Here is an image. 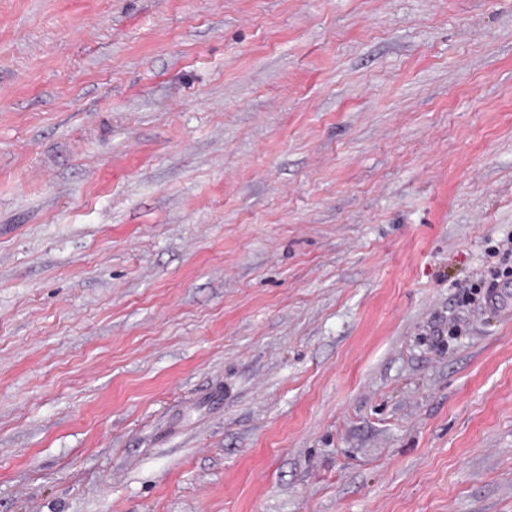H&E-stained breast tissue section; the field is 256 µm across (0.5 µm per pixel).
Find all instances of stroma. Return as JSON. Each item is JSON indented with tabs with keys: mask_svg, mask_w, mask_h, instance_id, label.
Returning <instances> with one entry per match:
<instances>
[{
	"mask_svg": "<svg viewBox=\"0 0 512 512\" xmlns=\"http://www.w3.org/2000/svg\"><path fill=\"white\" fill-rule=\"evenodd\" d=\"M512 0H0V512H512ZM488 291H486V296L484 297V302L492 290L493 286L489 285ZM486 307L488 309L494 310L499 314L510 317L512 314V292L509 288L498 287L495 288L494 291L489 295Z\"/></svg>",
	"mask_w": 512,
	"mask_h": 512,
	"instance_id": "obj_1",
	"label": "stroma"
}]
</instances>
